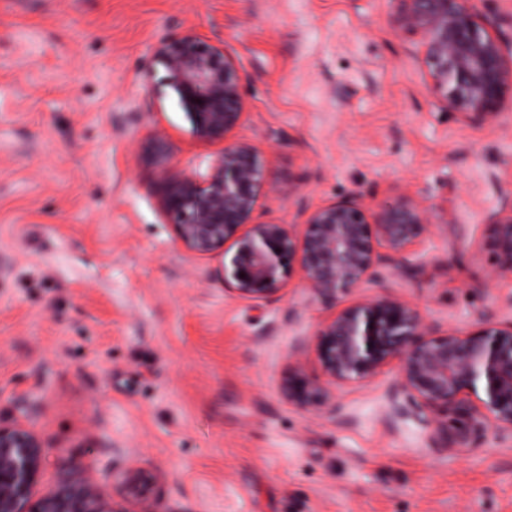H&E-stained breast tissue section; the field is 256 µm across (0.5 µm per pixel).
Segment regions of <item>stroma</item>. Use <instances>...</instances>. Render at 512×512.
<instances>
[{
	"mask_svg": "<svg viewBox=\"0 0 512 512\" xmlns=\"http://www.w3.org/2000/svg\"><path fill=\"white\" fill-rule=\"evenodd\" d=\"M389 0H0V422L36 403L42 485L110 465L150 476L151 512H512V437L451 451L390 419L398 370L337 389L339 414L282 397L294 345L364 298L309 300L300 269L268 300L224 285L222 251H187L141 158L166 134L205 174L156 54L189 33L239 70L232 137L260 147L278 192L257 220L303 223L353 192L447 209L389 291L440 333L512 317L490 214L512 199V109L466 121L437 108Z\"/></svg>",
	"mask_w": 512,
	"mask_h": 512,
	"instance_id": "obj_1",
	"label": "stroma"
}]
</instances>
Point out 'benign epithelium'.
Wrapping results in <instances>:
<instances>
[{
  "mask_svg": "<svg viewBox=\"0 0 512 512\" xmlns=\"http://www.w3.org/2000/svg\"><path fill=\"white\" fill-rule=\"evenodd\" d=\"M393 31L415 38L412 54L424 67L437 107L471 121L512 105V46L490 29L478 0H390ZM157 55L192 122L194 136L221 143L203 176L173 161L160 134L143 144L142 157L161 175V205L182 246L207 255L224 247V285L261 302L285 285L299 264L304 287L323 303L372 284L379 295L323 322L313 349L320 373L301 360L282 379L291 405L314 413L339 412L336 388L366 382L394 364L395 395H402L432 427L437 448H462L469 438L512 434V320L489 312L468 334H439L419 309L387 291L391 273H423L414 250L433 224L430 210L409 196L369 208L359 192L309 212L295 224L257 222L262 198L276 192L267 158L256 145L230 140L244 104L240 76L224 49L189 34L162 42ZM498 251L497 272L512 274V200L490 215ZM458 414L448 429V413ZM45 449L25 421L0 424V512H109L107 484L63 481L34 498Z\"/></svg>",
  "mask_w": 512,
  "mask_h": 512,
  "instance_id": "7a95c632",
  "label": "benign epithelium"
}]
</instances>
